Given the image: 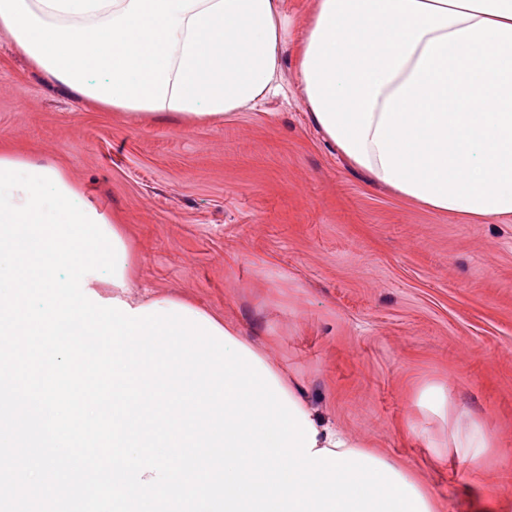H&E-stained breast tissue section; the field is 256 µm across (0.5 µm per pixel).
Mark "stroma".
<instances>
[{
  "instance_id": "35a3bbf8",
  "label": "stroma",
  "mask_w": 512,
  "mask_h": 512,
  "mask_svg": "<svg viewBox=\"0 0 512 512\" xmlns=\"http://www.w3.org/2000/svg\"><path fill=\"white\" fill-rule=\"evenodd\" d=\"M278 84L220 121L146 119L50 80L0 31V144L120 216L137 293L237 324L439 512H512V217L436 212L349 167L309 118L295 43ZM469 422L490 437L472 463L448 452Z\"/></svg>"
}]
</instances>
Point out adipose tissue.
<instances>
[{"instance_id": "obj_1", "label": "adipose tissue", "mask_w": 512, "mask_h": 512, "mask_svg": "<svg viewBox=\"0 0 512 512\" xmlns=\"http://www.w3.org/2000/svg\"><path fill=\"white\" fill-rule=\"evenodd\" d=\"M35 68L118 112L192 122L276 90L282 0H0ZM309 116L348 164L398 196L512 216V0H317L298 47ZM317 448L366 452L269 357Z\"/></svg>"}]
</instances>
